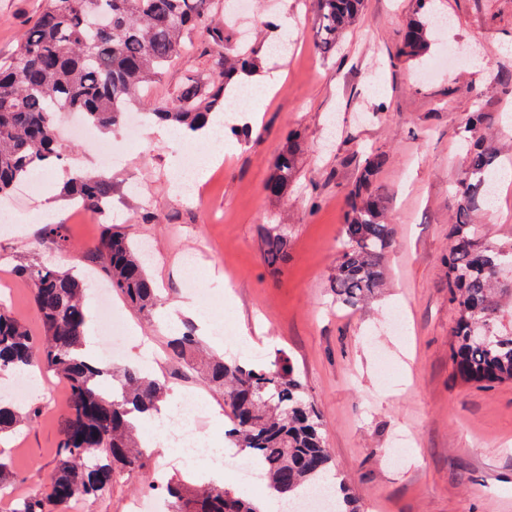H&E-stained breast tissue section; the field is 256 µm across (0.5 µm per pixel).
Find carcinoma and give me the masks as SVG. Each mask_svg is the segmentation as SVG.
Instances as JSON below:
<instances>
[{"label": "carcinoma", "mask_w": 512, "mask_h": 512, "mask_svg": "<svg viewBox=\"0 0 512 512\" xmlns=\"http://www.w3.org/2000/svg\"><path fill=\"white\" fill-rule=\"evenodd\" d=\"M317 46L336 51L344 32L359 16L363 0H315ZM220 0H45L17 49L0 60V197L41 168L62 161L57 140L59 117L78 112L90 125L110 130L142 104L144 87L158 80L177 57L195 50L187 35L204 33L202 53L217 57L210 76L191 81L172 105L155 106L149 115L175 128L199 129L211 112L224 106V88L256 64L254 51L233 44L217 20ZM430 48L427 27L413 19L395 47L399 60L416 61ZM301 152L290 135L278 153L266 184L272 197L288 192ZM383 154H366L346 191L343 249L332 276L336 301L363 303L382 286V258L392 225L384 220L383 200L374 190L385 165ZM498 158L476 140L469 146L455 188V219L447 258L448 300L453 305L451 361L465 382L512 381V245L481 232L476 212L488 204ZM63 194L77 200L97 219L106 216L112 182L75 170ZM268 265L288 257L282 234L266 241ZM139 247L125 233L107 228L88 257L136 311L149 316L160 302L138 258ZM28 282L43 324V336L0 306V371L47 370L68 387L62 413L56 466L49 482L23 496L14 512H67L75 501L102 499L116 477L144 466L145 455L133 440L140 416L158 411L168 381L139 365L100 366L84 354L86 313L83 282L40 263L18 268ZM485 330L488 337L476 339ZM201 342L189 326L170 340L173 355L224 391L231 420L227 438L248 457L259 460L269 494L288 501L327 481L333 458L323 437L321 416L304 384L287 362L248 366L220 356L198 365ZM109 379L115 387L103 388ZM42 408L0 402V435L34 423ZM151 487L168 499L170 512H259L231 489L208 484L191 488L180 479Z\"/></svg>", "instance_id": "1"}]
</instances>
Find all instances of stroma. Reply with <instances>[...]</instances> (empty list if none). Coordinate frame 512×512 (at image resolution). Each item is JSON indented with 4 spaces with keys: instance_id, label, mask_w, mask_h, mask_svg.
Listing matches in <instances>:
<instances>
[{
    "instance_id": "1",
    "label": "stroma",
    "mask_w": 512,
    "mask_h": 512,
    "mask_svg": "<svg viewBox=\"0 0 512 512\" xmlns=\"http://www.w3.org/2000/svg\"><path fill=\"white\" fill-rule=\"evenodd\" d=\"M236 15L232 37L254 49L256 71L243 85L258 89L268 72L281 85L258 121H243L224 154V172L199 191H178L186 152L205 159L213 144L189 137L164 139L142 124L135 142L124 130L96 141L61 137L64 170L83 169L112 182L113 229L147 247L146 271L164 302L200 304L221 324L232 350L250 361H289L318 409L333 471L357 500L359 512H512V381L485 385L458 379L450 360L454 311L448 302L449 230L453 186L470 139V113L486 115L483 134L504 147L512 170V0H437L447 25L430 24L429 53L417 61L393 59L415 16V0H364L361 15L335 53L321 55L313 24L314 0H251ZM44 0H0V58L9 56ZM276 11L288 24V50L270 54L279 33L265 22ZM211 56L193 52L174 60L144 92L148 102L173 104L188 78H204ZM298 134L299 170L282 201L265 184L289 133ZM119 144L118 163L99 162L100 146ZM388 163L375 187L387 201L393 227L387 281L366 304L337 303L330 286L342 247L346 188L365 152ZM55 169L44 170L39 191L21 185L10 197L11 230H0V297L31 333H43L32 291L18 265L47 262L89 272L86 248L99 239L97 221L73 220ZM66 227L67 246L46 240L35 219L44 209ZM478 221L484 232L512 242V179L500 182L493 210ZM288 234V263L274 273L266 239ZM132 335L114 364L138 362L167 379L181 402L224 406V395L169 354L162 311L146 317L113 295ZM403 313L394 333L390 318ZM41 418L0 437L10 464L13 512L17 498L47 483L54 468L60 415L68 389L54 373L38 379ZM190 484L171 447L149 449L143 468L122 475L109 497L80 502L79 512H126L146 498L154 470Z\"/></svg>"
}]
</instances>
